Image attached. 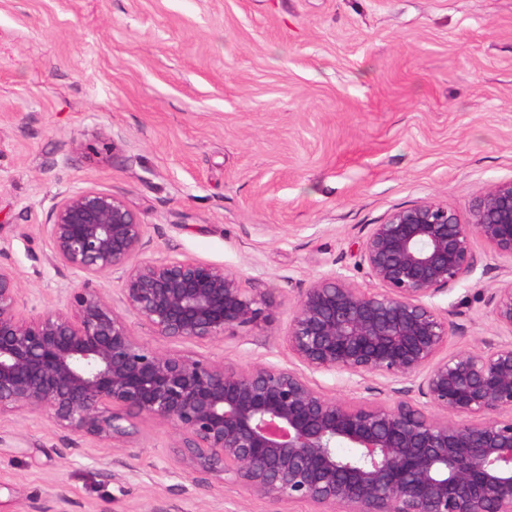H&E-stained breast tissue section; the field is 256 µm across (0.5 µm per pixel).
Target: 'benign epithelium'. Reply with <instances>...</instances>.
I'll list each match as a JSON object with an SVG mask.
<instances>
[{
	"instance_id": "7a95c632",
	"label": "benign epithelium",
	"mask_w": 512,
	"mask_h": 512,
	"mask_svg": "<svg viewBox=\"0 0 512 512\" xmlns=\"http://www.w3.org/2000/svg\"><path fill=\"white\" fill-rule=\"evenodd\" d=\"M471 215L463 224L434 201L391 210L358 246L383 291L363 293L340 272L314 279L283 336L298 367L239 368L140 342L97 283L121 273L125 308L182 343L257 323L266 295L214 264L142 257L147 224L121 196L72 190L46 224L50 263L80 277L63 306L25 314L18 277L0 264V415L38 413L112 444L160 421L191 472L318 512H512V339L443 356L463 313L426 303L477 271L474 237L512 260V181L476 196ZM487 304L512 333V280ZM315 373L405 387L354 404L317 390Z\"/></svg>"
}]
</instances>
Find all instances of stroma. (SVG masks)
Masks as SVG:
<instances>
[{"label":"stroma","instance_id":"obj_1","mask_svg":"<svg viewBox=\"0 0 512 512\" xmlns=\"http://www.w3.org/2000/svg\"><path fill=\"white\" fill-rule=\"evenodd\" d=\"M512 180V0H0V264L54 307L77 283L49 262L52 198L93 187L148 226V258L242 272L257 324L180 351L294 366L298 291L339 271L380 291L356 245L392 209L473 199ZM481 272L430 300L465 311L445 353L500 330L485 301L512 261L474 239ZM352 403L389 392L343 386ZM172 431L139 421L122 448L43 417H0V512H315L188 474Z\"/></svg>","mask_w":512,"mask_h":512}]
</instances>
